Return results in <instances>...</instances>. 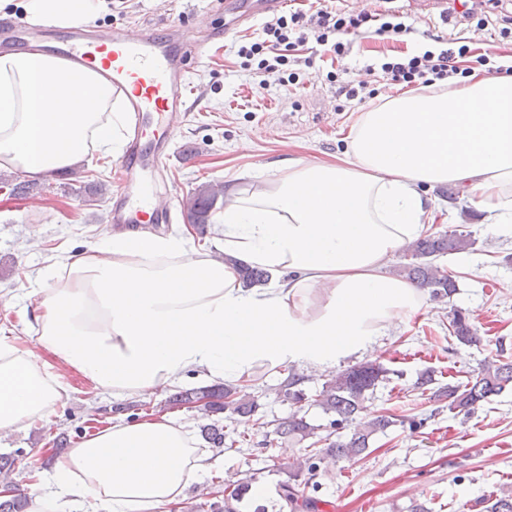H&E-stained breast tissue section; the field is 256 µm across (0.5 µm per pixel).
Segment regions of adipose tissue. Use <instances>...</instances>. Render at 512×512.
<instances>
[{
	"label": "adipose tissue",
	"instance_id": "adipose-tissue-1",
	"mask_svg": "<svg viewBox=\"0 0 512 512\" xmlns=\"http://www.w3.org/2000/svg\"><path fill=\"white\" fill-rule=\"evenodd\" d=\"M102 0H25L35 19L86 23ZM126 114L97 73L40 53L0 56V169L40 178L118 154ZM451 187L491 230L512 224V73L408 92L360 113L345 158L297 160L229 191L218 256L192 236L112 234L30 280L31 336H0V439L70 398L48 351L113 399L148 397L187 372L242 384L256 367L324 370L416 314L420 292L387 260L433 216L422 188ZM265 268L243 287L237 262ZM213 466L189 424L113 418L22 485L28 512H170Z\"/></svg>",
	"mask_w": 512,
	"mask_h": 512
}]
</instances>
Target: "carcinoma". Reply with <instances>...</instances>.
Instances as JSON below:
<instances>
[{
	"instance_id": "obj_1",
	"label": "carcinoma",
	"mask_w": 512,
	"mask_h": 512,
	"mask_svg": "<svg viewBox=\"0 0 512 512\" xmlns=\"http://www.w3.org/2000/svg\"><path fill=\"white\" fill-rule=\"evenodd\" d=\"M224 197V190L215 189L209 185L200 187L189 199L186 207V217L189 223L199 229H204L210 223L215 211V205ZM473 241L467 235L455 230L444 231L437 235H428L418 239L408 247L413 261L399 269V275L426 291L434 298H449L457 290L456 280L447 271L437 267L433 259L452 253H460L469 249ZM239 275L246 287H251L267 281V274L258 267L246 264L239 265ZM448 332L460 344H471L476 341L475 329L465 312L455 309L451 312ZM388 370L380 363H364L351 366L331 376L316 394L314 402L323 411L333 413L336 419L332 425H341L353 421L365 408L368 395L373 393L376 386L384 380ZM298 380L288 381L283 397L299 408L307 400L305 392L297 388ZM512 388V361H487L479 371L467 379V382L440 387L433 396L448 399V409L466 415L475 412L492 396H498L507 388ZM201 401L203 416L210 423L201 427L203 439L211 448H234L247 442L248 432H224L220 425V416L228 413V419L247 426L258 425L256 414L259 404L255 396L236 387L212 385L180 391L169 399V404H190ZM395 420L390 414H378L371 418L363 427L354 429L350 434L327 443V447L315 450V455L346 458L354 460L361 458L369 449L374 435L384 433L393 426ZM316 427L310 424L305 416L294 412L281 421L274 433L281 437H295L301 440L315 435ZM249 484L241 483L232 490L226 498L212 502L211 512H236L231 501H238L246 493ZM306 484L300 482H285L279 486L278 495L284 506L297 512L306 509L317 512L318 502L305 494Z\"/></svg>"
}]
</instances>
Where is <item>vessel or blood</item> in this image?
<instances>
[{
	"instance_id": "vessel-or-blood-1",
	"label": "vessel or blood",
	"mask_w": 512,
	"mask_h": 512,
	"mask_svg": "<svg viewBox=\"0 0 512 512\" xmlns=\"http://www.w3.org/2000/svg\"><path fill=\"white\" fill-rule=\"evenodd\" d=\"M287 4L288 0H252L249 11L241 14L234 6H226L224 32L236 33L241 23ZM33 50L98 68L115 91L127 95L129 141L117 163L120 180L106 213L107 224L119 230L167 223L173 201L155 191L150 182L163 174L165 148L181 114L192 107L187 96L191 62L202 56L203 45L182 36L179 26L169 21L112 32L73 27L63 34L47 23L0 22V53Z\"/></svg>"
}]
</instances>
